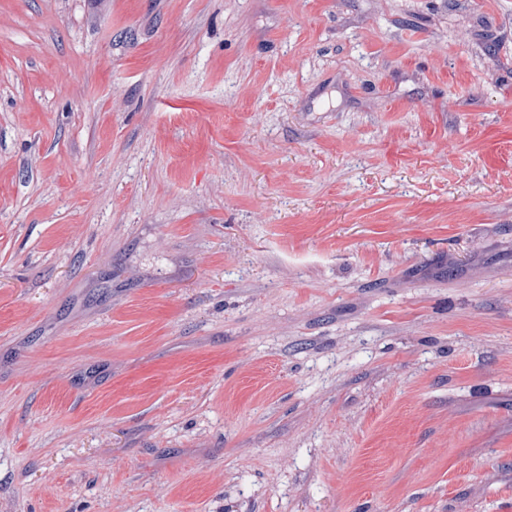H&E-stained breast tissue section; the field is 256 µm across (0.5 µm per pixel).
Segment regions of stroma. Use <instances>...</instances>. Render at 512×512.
<instances>
[{"mask_svg": "<svg viewBox=\"0 0 512 512\" xmlns=\"http://www.w3.org/2000/svg\"><path fill=\"white\" fill-rule=\"evenodd\" d=\"M0 512H512V0H0Z\"/></svg>", "mask_w": 512, "mask_h": 512, "instance_id": "35a3bbf8", "label": "stroma"}]
</instances>
